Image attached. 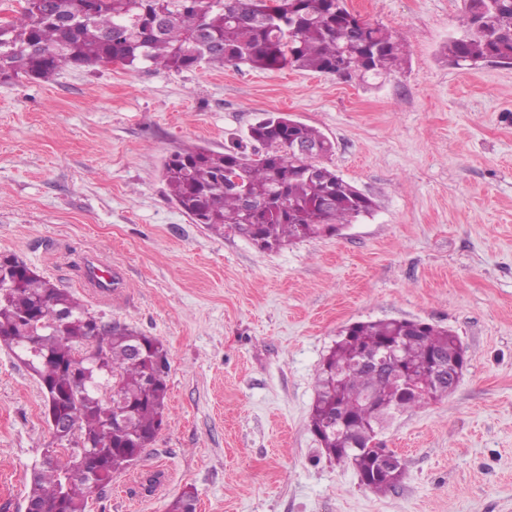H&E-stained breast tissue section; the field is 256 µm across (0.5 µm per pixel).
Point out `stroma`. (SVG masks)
Wrapping results in <instances>:
<instances>
[{
    "label": "stroma",
    "mask_w": 512,
    "mask_h": 512,
    "mask_svg": "<svg viewBox=\"0 0 512 512\" xmlns=\"http://www.w3.org/2000/svg\"><path fill=\"white\" fill-rule=\"evenodd\" d=\"M347 4L405 39L401 69L375 83L206 62L0 81V254L158 338L170 363L164 427L87 512H168L186 490L197 512H512V65H448L462 0ZM277 112L326 135V165L374 207L267 252L192 223L161 167ZM91 262L110 294L86 285ZM385 319L452 330L468 364L448 397L380 434L404 476L379 494L327 458L310 413L339 331ZM57 445L35 375L1 346L0 512H25Z\"/></svg>",
    "instance_id": "35a3bbf8"
}]
</instances>
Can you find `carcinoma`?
Wrapping results in <instances>:
<instances>
[{"label":"carcinoma","mask_w":512,"mask_h":512,"mask_svg":"<svg viewBox=\"0 0 512 512\" xmlns=\"http://www.w3.org/2000/svg\"><path fill=\"white\" fill-rule=\"evenodd\" d=\"M0 28V79L48 80L63 66L114 65L183 71L203 61L261 71L288 67L366 82L404 62L400 37L354 17L345 0H21ZM463 32L445 55L456 67L512 63V0H463ZM263 151L239 141L218 152L187 146L164 161L168 196L209 230L228 226L263 250L336 228L369 213L372 200L320 159L333 150L318 129L269 114L250 128ZM296 144L317 147L305 157ZM253 198L244 206L242 189ZM451 331L418 329L396 319L346 326L316 377L311 430L323 447L357 471L374 492L395 488L402 472L377 473L381 446L368 447L388 417L428 403L389 373L358 366L360 355L398 344L417 378L433 354L456 347ZM0 344L38 377L45 403L69 421L54 433L70 448H47L32 476L27 503L42 512H86L92 481L84 470L93 444L104 482L125 470L166 419L168 361L162 343L127 327L96 323L78 298L14 255H0ZM116 392L125 421L107 423L103 395Z\"/></svg>","instance_id":"cac0c4a2"}]
</instances>
